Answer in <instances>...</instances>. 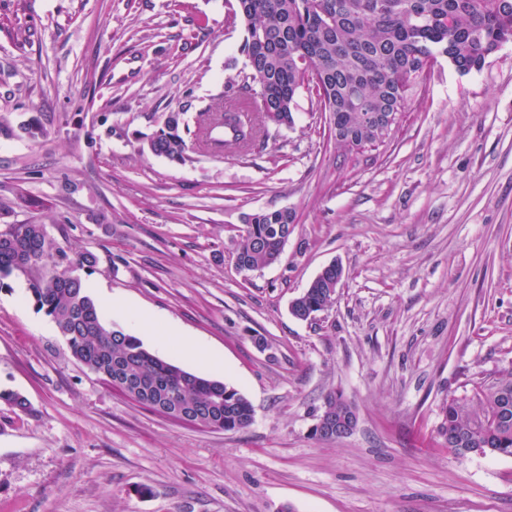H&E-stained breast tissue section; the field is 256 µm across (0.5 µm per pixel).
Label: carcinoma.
Instances as JSON below:
<instances>
[{
  "label": "carcinoma",
  "instance_id": "cac0c4a2",
  "mask_svg": "<svg viewBox=\"0 0 512 512\" xmlns=\"http://www.w3.org/2000/svg\"><path fill=\"white\" fill-rule=\"evenodd\" d=\"M232 19L243 23L241 51L249 68L240 101L256 108L258 123L244 125L214 104L199 112L191 130L185 113L170 112L148 139L152 154L183 163L189 152L208 150L216 127L229 132L225 150L249 152L270 137V127L292 124L294 97L303 85L328 114L338 144L363 149L384 141L374 117L403 112L406 93L423 72L416 63L441 55L466 74L512 43V0H236ZM20 130L31 141L49 135L38 118ZM251 217L236 255L245 269L260 272L280 261L295 215L283 208ZM96 264L95 254L61 245L43 224L0 228V288L12 275L24 277L34 305L53 319L72 356L91 373L173 420L224 432L247 428L254 410L237 389L159 358L104 319L74 274ZM335 279L336 267H324L293 300L292 314L306 321L329 308ZM0 402L29 411L18 392L1 390ZM323 409L340 414L350 404L334 393ZM443 414V428L455 439L448 453L512 456V371L477 383L470 398L448 397Z\"/></svg>",
  "mask_w": 512,
  "mask_h": 512
}]
</instances>
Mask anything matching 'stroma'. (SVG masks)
Segmentation results:
<instances>
[{
	"instance_id": "35a3bbf8",
	"label": "stroma",
	"mask_w": 512,
	"mask_h": 512,
	"mask_svg": "<svg viewBox=\"0 0 512 512\" xmlns=\"http://www.w3.org/2000/svg\"><path fill=\"white\" fill-rule=\"evenodd\" d=\"M230 0H0L1 224L36 221L110 293L202 339L244 394L237 432L120 394L70 353L24 278L0 289V512H512V457L448 453L449 395L512 369V44L480 70L438 57L384 142L347 152L307 89L295 122L245 154L177 164L146 138L238 94L244 32ZM38 169L29 178L27 168ZM285 208L279 262L233 252L247 215ZM331 307L290 303L330 263ZM264 337L259 349L255 337ZM351 435L313 433L326 397Z\"/></svg>"
}]
</instances>
